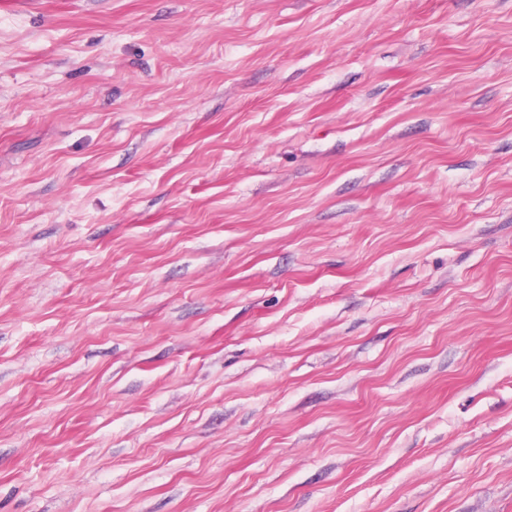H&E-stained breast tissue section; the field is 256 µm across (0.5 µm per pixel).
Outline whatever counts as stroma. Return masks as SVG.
I'll list each match as a JSON object with an SVG mask.
<instances>
[{"label":"stroma","instance_id":"stroma-1","mask_svg":"<svg viewBox=\"0 0 512 512\" xmlns=\"http://www.w3.org/2000/svg\"><path fill=\"white\" fill-rule=\"evenodd\" d=\"M0 512H512V0L0 5Z\"/></svg>","mask_w":512,"mask_h":512}]
</instances>
